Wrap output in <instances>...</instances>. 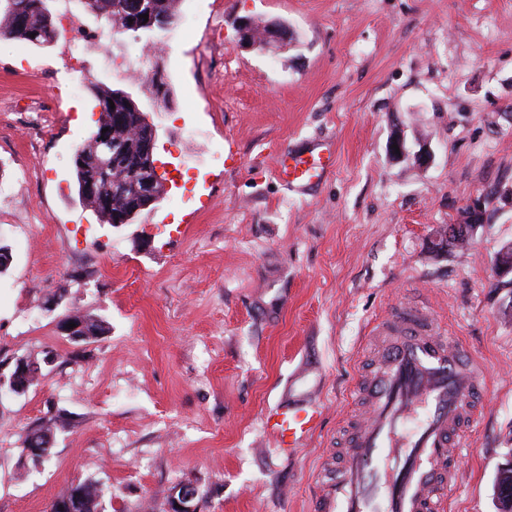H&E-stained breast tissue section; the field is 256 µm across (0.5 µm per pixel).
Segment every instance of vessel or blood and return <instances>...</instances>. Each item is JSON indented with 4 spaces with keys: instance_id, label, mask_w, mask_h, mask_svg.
Segmentation results:
<instances>
[{
    "instance_id": "b4317fda",
    "label": "vessel or blood",
    "mask_w": 512,
    "mask_h": 512,
    "mask_svg": "<svg viewBox=\"0 0 512 512\" xmlns=\"http://www.w3.org/2000/svg\"><path fill=\"white\" fill-rule=\"evenodd\" d=\"M335 164L333 144L321 141L284 149L276 174L287 186L309 189L322 184ZM372 333L382 347L379 371L358 387L367 413L348 427L336 480L314 512H444L479 416L483 372L426 308H396L376 321ZM321 416L312 402L282 406L266 417L265 429L280 448L293 451Z\"/></svg>"
}]
</instances>
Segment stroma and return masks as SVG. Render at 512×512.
Segmentation results:
<instances>
[{
    "mask_svg": "<svg viewBox=\"0 0 512 512\" xmlns=\"http://www.w3.org/2000/svg\"><path fill=\"white\" fill-rule=\"evenodd\" d=\"M189 30L162 58L163 106L86 54L69 94L64 38L0 45V360L57 353L41 384L0 394V512H46L93 478L106 512H169L181 483L198 512H313L357 385L376 367L370 332L422 305L486 379L447 512H498L512 463V0H178ZM293 39L249 47L241 18ZM130 93L173 173L154 210L102 224L73 167L94 129L92 84ZM400 134L406 147L394 155ZM329 139L336 164L313 196L276 177L288 146ZM431 160L418 165L415 155ZM485 200L470 246L433 253L436 230ZM77 309L103 319L90 344L62 335ZM316 399L323 420L296 453L264 427L274 407ZM70 414L50 462L24 464L29 423Z\"/></svg>",
    "mask_w": 512,
    "mask_h": 512,
    "instance_id": "35a3bbf8",
    "label": "stroma"
}]
</instances>
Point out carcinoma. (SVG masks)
<instances>
[{
  "label": "carcinoma",
  "instance_id": "obj_1",
  "mask_svg": "<svg viewBox=\"0 0 512 512\" xmlns=\"http://www.w3.org/2000/svg\"><path fill=\"white\" fill-rule=\"evenodd\" d=\"M175 0H144L141 14L148 19H138L139 29L130 28L128 0H90L86 3L89 10L108 24L116 26L121 33L139 36L141 32L156 30L154 23L164 20L167 24L175 23ZM16 0H0V35L9 36L29 44L44 46L59 36L58 29L48 30V23L43 12L29 6L28 20L24 27L16 23L13 5ZM97 105L114 103L115 108L102 112L97 125L112 124V139L108 142L101 139L100 130H95L90 139L81 145L75 154V177L78 194L82 203L90 208L103 224H112L116 217H123L126 223L133 224L142 215L135 207L143 192L144 183L148 182L151 173L146 170L142 159V140L145 133L146 113L134 108L129 93L119 89H99L96 91ZM106 196L112 199V208L100 206L99 199ZM75 316L85 324L87 331L92 333L90 341L98 340L107 332L104 321L75 311ZM70 419L59 412H46L31 426L25 437V448L32 444L42 448V454L32 460L41 465L51 459L54 441H43L46 434L57 435L69 428ZM84 497L75 500L64 490L55 499L57 503L68 504L66 512H101L103 490L98 481L87 479L81 482ZM498 502L502 504L500 512H505L503 504L512 501V469L504 470L497 480Z\"/></svg>",
  "mask_w": 512,
  "mask_h": 512
}]
</instances>
